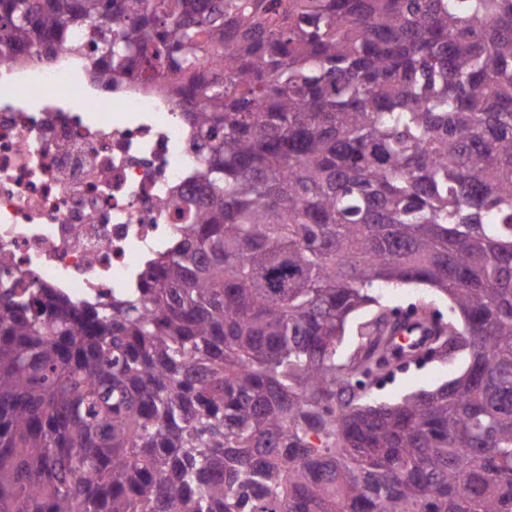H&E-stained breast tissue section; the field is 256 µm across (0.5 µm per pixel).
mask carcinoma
<instances>
[{
  "label": "carcinoma",
  "instance_id": "1",
  "mask_svg": "<svg viewBox=\"0 0 512 512\" xmlns=\"http://www.w3.org/2000/svg\"><path fill=\"white\" fill-rule=\"evenodd\" d=\"M69 26L201 171L110 301L0 254V512H512V0H0V58ZM410 283L470 362L370 404ZM381 303L386 309L393 311L397 307L424 309L428 314L439 317L448 324L455 317L447 299L435 295L429 289L419 285L388 290L383 293Z\"/></svg>",
  "mask_w": 512,
  "mask_h": 512
}]
</instances>
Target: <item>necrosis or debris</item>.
Wrapping results in <instances>:
<instances>
[{
  "label": "necrosis or debris",
  "mask_w": 512,
  "mask_h": 512,
  "mask_svg": "<svg viewBox=\"0 0 512 512\" xmlns=\"http://www.w3.org/2000/svg\"><path fill=\"white\" fill-rule=\"evenodd\" d=\"M193 135L161 88L92 81L57 52L0 62V252L79 304L133 287L195 186Z\"/></svg>",
  "instance_id": "1"
}]
</instances>
